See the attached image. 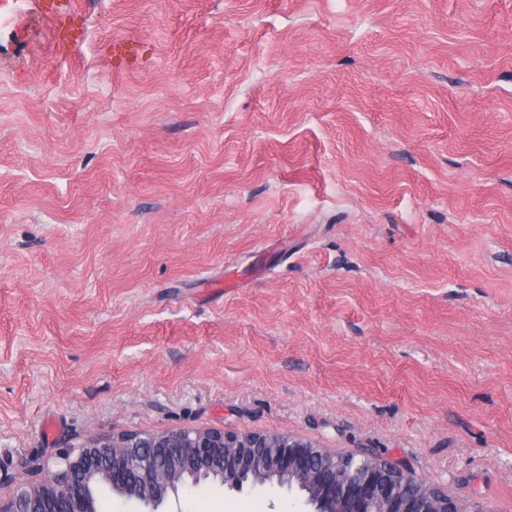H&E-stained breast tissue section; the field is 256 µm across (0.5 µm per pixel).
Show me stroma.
<instances>
[{"instance_id":"35a3bbf8","label":"stroma","mask_w":512,"mask_h":512,"mask_svg":"<svg viewBox=\"0 0 512 512\" xmlns=\"http://www.w3.org/2000/svg\"><path fill=\"white\" fill-rule=\"evenodd\" d=\"M76 2L0 0V495L210 427L512 512V0ZM39 6L43 14L51 21L55 43L58 46H64L66 50L76 48L80 42V36L71 33V28L65 27V18L59 9L60 6L53 0L40 1Z\"/></svg>"}]
</instances>
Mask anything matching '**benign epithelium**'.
Segmentation results:
<instances>
[{"label":"benign epithelium","mask_w":512,"mask_h":512,"mask_svg":"<svg viewBox=\"0 0 512 512\" xmlns=\"http://www.w3.org/2000/svg\"><path fill=\"white\" fill-rule=\"evenodd\" d=\"M254 473L263 479L245 480ZM188 477H211L236 492L294 493L305 512H369L371 504L375 512H488L468 509L404 461L338 455L291 435L210 428L90 437L52 464L28 468V477L0 498V512H98L102 488L143 512H159Z\"/></svg>","instance_id":"obj_1"}]
</instances>
